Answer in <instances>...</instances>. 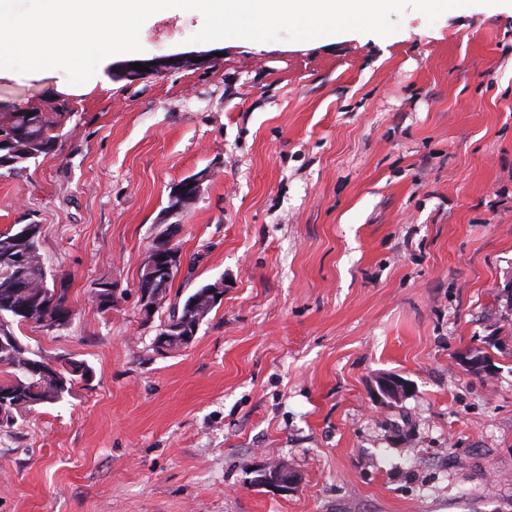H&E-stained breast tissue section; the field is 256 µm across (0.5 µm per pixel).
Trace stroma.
<instances>
[{
  "label": "stroma",
  "mask_w": 512,
  "mask_h": 512,
  "mask_svg": "<svg viewBox=\"0 0 512 512\" xmlns=\"http://www.w3.org/2000/svg\"><path fill=\"white\" fill-rule=\"evenodd\" d=\"M202 25L150 16L143 57L194 50ZM204 48L207 67L134 82L104 60L87 94L55 69L0 78V116L60 134L0 168V231L41 225L74 312L13 330L92 370L0 429V512H512V7ZM189 176L196 203L171 210ZM168 224L169 301L224 298L161 353L169 310L143 311L139 273ZM385 375L410 393L380 402ZM268 462L296 484L256 486Z\"/></svg>",
  "instance_id": "stroma-1"
}]
</instances>
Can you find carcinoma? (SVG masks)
I'll return each mask as SVG.
<instances>
[{
  "instance_id": "obj_1",
  "label": "carcinoma",
  "mask_w": 512,
  "mask_h": 512,
  "mask_svg": "<svg viewBox=\"0 0 512 512\" xmlns=\"http://www.w3.org/2000/svg\"><path fill=\"white\" fill-rule=\"evenodd\" d=\"M56 128L57 123L41 112L32 116L11 113L8 122L0 125V162H8L10 170H21L31 160L49 154L56 147ZM39 239L40 234L30 232L26 224L0 232V366L13 369V379L0 384V393L10 396L11 412L16 414L54 404L73 385L92 376L91 368L79 360L69 358L57 367L42 356H31L12 329V323L27 321L29 311L35 322L42 321L47 328H63L72 317L66 284L58 289L44 284ZM211 288L213 285L205 284L182 305L172 304L167 323L194 328L218 306L207 295Z\"/></svg>"
}]
</instances>
